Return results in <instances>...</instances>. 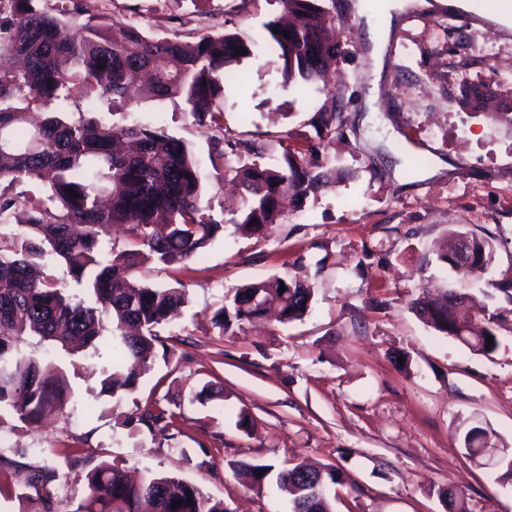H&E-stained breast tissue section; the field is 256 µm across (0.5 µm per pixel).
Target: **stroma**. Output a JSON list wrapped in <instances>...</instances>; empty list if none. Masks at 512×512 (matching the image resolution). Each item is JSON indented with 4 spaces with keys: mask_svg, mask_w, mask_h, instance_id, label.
I'll use <instances>...</instances> for the list:
<instances>
[{
    "mask_svg": "<svg viewBox=\"0 0 512 512\" xmlns=\"http://www.w3.org/2000/svg\"><path fill=\"white\" fill-rule=\"evenodd\" d=\"M239 2H40L48 10L67 7L72 27L94 14L182 40L249 28L258 45L237 65L244 88H225L222 125L232 139L261 144L267 166L282 164L285 147L306 148L315 135L308 121L321 107L341 110L346 134L329 144L341 179L290 210L271 235H242L233 221L235 195L215 184L208 199L224 229L203 255L185 268L138 269L146 283H182L189 302L162 331L169 358H157L135 391L102 394L100 363L88 358L66 368L73 399L64 412L34 430L0 415L7 438L0 454L20 465L0 469V486L11 492L0 497V512H41L40 502L19 496L35 467L59 475L54 512H74L86 473L103 461L134 474L180 475L227 512H289L275 479L248 488L230 464L279 470L294 459L340 471L332 512H444L439 492L450 486L464 494L469 512H512V486L476 466L462 445L463 433L479 424L512 447V301L494 287L512 266V125L492 117L504 101L478 111L457 103L466 83L512 92V28L493 17L512 5L431 0L430 10L402 14L370 114L362 109L370 32L351 0L337 4L342 53L331 84L303 91L282 89L281 63L263 28L280 14L279 0H250L243 13ZM64 110L73 119L160 127L208 155L210 129L168 100L115 107L76 95ZM439 160L447 168L432 174ZM461 225L496 247L492 265L469 281L499 317L501 346L489 358L438 335L410 308L422 287H446L451 272L436 252ZM297 259L298 276L314 290L302 320L219 336L212 317L229 290L287 272ZM207 383L219 397L194 401ZM149 408L177 413L174 440L140 421Z\"/></svg>",
    "mask_w": 512,
    "mask_h": 512,
    "instance_id": "35a3bbf8",
    "label": "stroma"
}]
</instances>
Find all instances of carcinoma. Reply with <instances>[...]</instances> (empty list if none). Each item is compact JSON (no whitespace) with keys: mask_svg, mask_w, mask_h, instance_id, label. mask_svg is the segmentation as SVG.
I'll list each match as a JSON object with an SVG mask.
<instances>
[{"mask_svg":"<svg viewBox=\"0 0 512 512\" xmlns=\"http://www.w3.org/2000/svg\"><path fill=\"white\" fill-rule=\"evenodd\" d=\"M38 2L0 0V31L7 32L0 42V227L22 215L17 232L0 236V411L32 428L47 406L65 410L72 394L57 360L22 349L29 338L72 356L81 349L99 359L104 350L117 352L101 367V392L112 397L134 390L152 370L158 330L179 318L189 297L184 288L152 287L135 273L148 263H185L224 229L205 200L210 182L231 177L240 190L239 230L263 237L285 221L283 202L298 207L337 175L332 159L310 162L289 147L283 165L265 166L258 162L262 147L224 137L209 139L208 170L187 142L163 129L66 117L59 105L74 84L90 98L121 104L134 100L147 80L155 97L174 102L197 125L218 129L224 86L236 80L227 67L253 55L257 42L240 29L185 41L149 35L129 24L116 40L111 25L123 21L114 17L109 24L94 15L63 37L64 19ZM279 2L292 21L270 20L263 28L276 45L283 87L328 86L338 51L328 41L336 0ZM486 94L465 89L459 103L478 109ZM310 125L320 136H344V121L334 106L314 113ZM226 145L244 158L239 166L224 167ZM28 182L39 183L42 191L17 190ZM114 224L124 226L121 247L112 242ZM469 242L475 261L464 270L458 269L457 250L439 256L460 281L495 257L491 240L471 234ZM48 257L61 266L63 278L47 271ZM71 281L85 296L67 294ZM313 296L298 276L274 275L228 293L212 322L224 336L270 309L283 324L300 321ZM410 307L435 332L478 355L489 357L500 347L496 317L461 288L438 294L424 289ZM141 421L164 439L175 438L174 414L148 409ZM463 446L472 458L493 450L499 479L512 483V448L495 431L471 427ZM231 466L244 484L259 490L272 470L245 461ZM277 479L291 495L289 512H331L329 493L341 483V473L298 461L280 470ZM56 480L57 472L45 468L27 477L42 512H53ZM85 480L88 493L73 512H142L144 504L151 512H226L223 501L174 475L149 471L135 483L103 462ZM439 496L446 512H468L454 488ZM176 502L180 506L172 507Z\"/></svg>","mask_w":512,"mask_h":512,"instance_id":"carcinoma-1","label":"carcinoma"}]
</instances>
